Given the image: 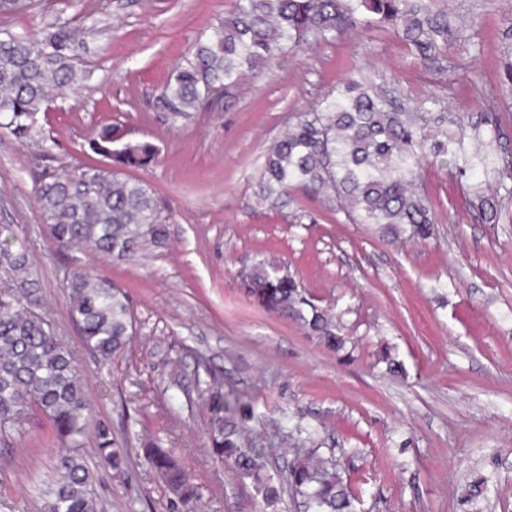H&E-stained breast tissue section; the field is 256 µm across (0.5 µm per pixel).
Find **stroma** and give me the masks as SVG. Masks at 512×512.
Segmentation results:
<instances>
[{"instance_id": "35a3bbf8", "label": "stroma", "mask_w": 512, "mask_h": 512, "mask_svg": "<svg viewBox=\"0 0 512 512\" xmlns=\"http://www.w3.org/2000/svg\"><path fill=\"white\" fill-rule=\"evenodd\" d=\"M433 6L453 32L433 59L394 32L355 30L281 53L234 97L175 125L156 97L234 0H38L0 15L17 32L58 19L87 30L80 60L90 77L47 112L41 144L0 133V225L33 256L35 310L72 351L97 419L138 449L123 474L95 468L100 512H185L139 452L151 442L189 474L195 512H264L252 480L212 447L210 385L246 393L271 474L294 456L276 432L282 413L318 428L357 512H462L481 475L491 479L483 512H512V211H483L493 174L462 177L449 158L430 159L424 187L439 222L426 241L348 223L299 188L280 211L256 195L266 149L351 68L409 112L467 126L512 112V38L502 36L512 0ZM111 124L157 146L156 162L130 175L170 215L165 244L131 260L54 248L34 195L42 171L97 163L87 143ZM260 259L287 266L334 316L341 349L245 294L240 272ZM75 270L128 296L136 330L116 364L97 362L69 316L60 281ZM391 359L400 372L388 371ZM54 451L41 415L0 430V512H50Z\"/></svg>"}]
</instances>
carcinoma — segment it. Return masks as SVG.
Instances as JSON below:
<instances>
[{
	"label": "carcinoma",
	"instance_id": "carcinoma-1",
	"mask_svg": "<svg viewBox=\"0 0 512 512\" xmlns=\"http://www.w3.org/2000/svg\"><path fill=\"white\" fill-rule=\"evenodd\" d=\"M38 0H0V15L23 12ZM377 28L400 32L421 59L436 55L452 34L447 16L420 0H236L231 17L200 35L186 64L179 66L156 98V110L175 125L220 98H231L249 77H257L285 49H312L348 31ZM85 30L56 21L39 34L0 29V130L31 140L41 133L40 115L56 98L78 89L89 78L79 63ZM480 127L466 134L462 126L448 133L428 128L422 114L398 112L378 92L363 86L352 71L314 112L299 115L288 132L265 153L258 199L272 208L290 201L301 188L346 213L352 224H380L386 234L409 232L425 240L437 215L422 188L427 156H450L462 174L479 167L492 170L504 194L489 204L493 211L512 203V156L469 151L465 139L479 141ZM90 151L108 166L85 165L45 174L35 196L54 244L83 245L96 255L134 257L166 238L168 216L155 194L126 170L149 165L157 148L126 138L108 125L88 141ZM0 271L12 275L16 297L0 296V427L19 424L31 412L42 414L59 441V472L52 512H97L93 477L82 455L81 440L93 433L96 465L121 473L130 461L129 446L117 440L102 421L93 419L83 377L72 353L52 325L31 310L40 279L27 248L11 242L0 228ZM247 293L268 313L293 317L328 346L339 349L333 318L318 309L284 266L260 260L241 271ZM69 315L88 350L103 363L126 352L134 334V317L125 292L112 282L81 272L62 279ZM234 391L211 389V440L218 458L232 460L242 478L253 479L271 512L284 494L296 499L300 512H354V496L336 458L317 455V431L286 414L277 424L282 440L298 452L279 479L265 474L266 460L249 429L224 431V414L254 416ZM153 470L183 503L193 499L178 460L163 448L146 449ZM490 481L469 484L464 503L472 512L488 499Z\"/></svg>",
	"mask_w": 512,
	"mask_h": 512
}]
</instances>
